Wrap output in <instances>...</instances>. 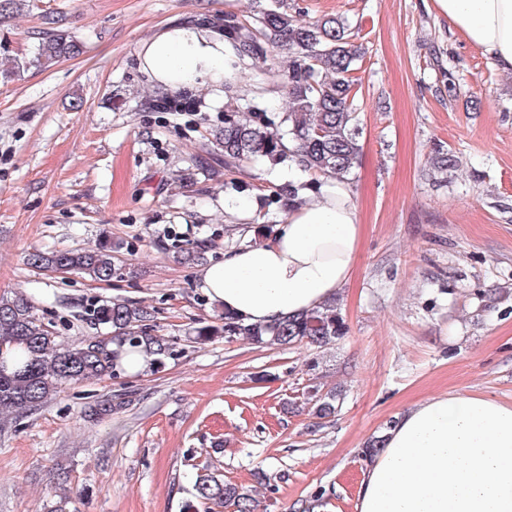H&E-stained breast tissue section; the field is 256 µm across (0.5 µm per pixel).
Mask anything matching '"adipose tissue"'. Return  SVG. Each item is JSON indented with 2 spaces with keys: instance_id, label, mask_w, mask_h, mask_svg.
Returning a JSON list of instances; mask_svg holds the SVG:
<instances>
[{
  "instance_id": "adipose-tissue-1",
  "label": "adipose tissue",
  "mask_w": 512,
  "mask_h": 512,
  "mask_svg": "<svg viewBox=\"0 0 512 512\" xmlns=\"http://www.w3.org/2000/svg\"><path fill=\"white\" fill-rule=\"evenodd\" d=\"M502 71L512 72V0H433ZM232 52L223 36L176 24L144 41L139 69L164 91L206 82L224 91ZM362 232L344 183L330 182L288 213L264 243L200 272L207 294L245 323L266 326L332 301L352 279ZM358 512H512V404L443 393L416 403L384 436L359 491Z\"/></svg>"
}]
</instances>
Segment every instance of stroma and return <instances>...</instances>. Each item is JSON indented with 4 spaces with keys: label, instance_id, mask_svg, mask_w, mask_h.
<instances>
[{
    "label": "stroma",
    "instance_id": "1",
    "mask_svg": "<svg viewBox=\"0 0 512 512\" xmlns=\"http://www.w3.org/2000/svg\"><path fill=\"white\" fill-rule=\"evenodd\" d=\"M344 18L366 50L362 155L348 185L362 235L336 298L348 333L320 349L241 338L190 343L223 308L201 265L267 240L288 216L276 188L312 180L288 164L217 159L209 132L227 106L286 109L277 73H238L231 95L187 91L186 112L137 68L140 42L169 23L246 17L255 0H33L0 20V296L32 299L61 341L95 337L93 303L136 302L175 344L159 368L72 384L0 433V512H180L194 467L252 491L257 512H356L361 450L407 408L455 392L512 404V74L439 18L432 0H284ZM84 51L30 65L42 33ZM442 70H435L432 59ZM461 88L437 90L440 73ZM455 168L433 167L436 149ZM252 203L249 217L234 209ZM109 239L123 264L108 282L31 268L29 252ZM198 245L203 259L181 263ZM336 390L317 418L311 386ZM127 393L131 405L84 410Z\"/></svg>",
    "mask_w": 512,
    "mask_h": 512
}]
</instances>
